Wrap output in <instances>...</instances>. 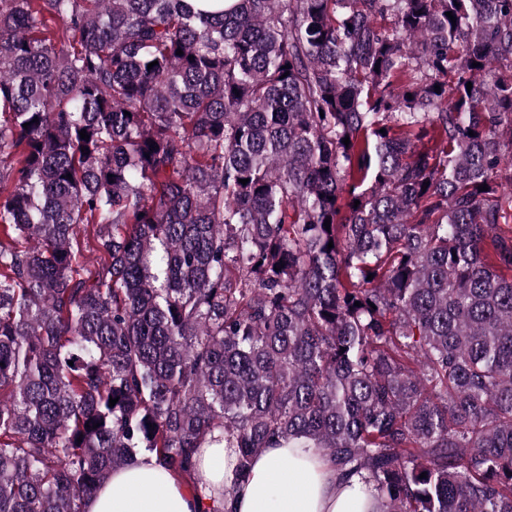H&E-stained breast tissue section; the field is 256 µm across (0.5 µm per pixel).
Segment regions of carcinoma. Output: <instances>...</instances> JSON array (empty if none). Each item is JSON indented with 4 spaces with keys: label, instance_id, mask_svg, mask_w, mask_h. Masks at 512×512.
<instances>
[{
    "label": "carcinoma",
    "instance_id": "cac0c4a2",
    "mask_svg": "<svg viewBox=\"0 0 512 512\" xmlns=\"http://www.w3.org/2000/svg\"><path fill=\"white\" fill-rule=\"evenodd\" d=\"M221 441L512 512V0H0V512Z\"/></svg>",
    "mask_w": 512,
    "mask_h": 512
}]
</instances>
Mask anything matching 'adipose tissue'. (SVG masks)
I'll list each match as a JSON object with an SVG mask.
<instances>
[{"instance_id":"adipose-tissue-1","label":"adipose tissue","mask_w":512,"mask_h":512,"mask_svg":"<svg viewBox=\"0 0 512 512\" xmlns=\"http://www.w3.org/2000/svg\"><path fill=\"white\" fill-rule=\"evenodd\" d=\"M236 452L221 445L200 449L196 478L198 492L159 467L153 457L141 456L114 469L111 478L83 504L84 512H203L224 499L226 512H381L372 485L346 478L314 448H266L250 474L234 483ZM232 497H223L226 485Z\"/></svg>"}]
</instances>
